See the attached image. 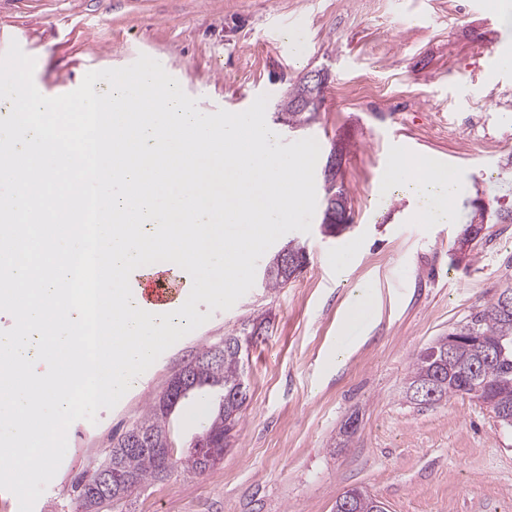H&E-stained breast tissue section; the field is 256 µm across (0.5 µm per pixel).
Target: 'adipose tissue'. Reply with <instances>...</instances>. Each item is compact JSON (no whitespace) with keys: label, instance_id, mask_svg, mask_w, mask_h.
I'll return each mask as SVG.
<instances>
[{"label":"adipose tissue","instance_id":"adipose-tissue-1","mask_svg":"<svg viewBox=\"0 0 512 512\" xmlns=\"http://www.w3.org/2000/svg\"><path fill=\"white\" fill-rule=\"evenodd\" d=\"M391 186L411 191L418 200L417 216L425 224L453 222L456 214L450 206L457 191V177L448 170L423 165L413 172L409 161L395 157L389 174Z\"/></svg>","mask_w":512,"mask_h":512}]
</instances>
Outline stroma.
Wrapping results in <instances>:
<instances>
[{
	"mask_svg": "<svg viewBox=\"0 0 512 512\" xmlns=\"http://www.w3.org/2000/svg\"><path fill=\"white\" fill-rule=\"evenodd\" d=\"M489 0H0V54L11 42L35 60L47 97L75 90L92 70L139 55L159 61L201 112L247 108L268 95L266 123L281 145L304 138L328 155L342 142L353 221L335 237L292 231L278 246H304L308 265L286 287L262 282L229 310L198 303L208 321L159 358L150 383L99 410L93 431L70 435L41 495L72 512L75 482L104 461L124 433L203 348L269 313L244 357L249 401L223 460L201 476L146 483L115 512H334L360 487L389 512H512V430L468 395L420 404L406 395L413 357L491 303L512 282V223L487 222L460 253L473 199L512 207V53ZM305 40L299 60L281 58L277 30ZM223 69L215 78L214 66ZM328 74L315 119L291 130L275 119L291 84ZM456 170L466 183L456 220L424 224L416 200L386 176L403 147ZM348 272L336 273L337 257ZM369 287V315L351 321L346 301ZM348 356L335 364L337 346ZM350 438L340 429L349 417Z\"/></svg>",
	"mask_w": 512,
	"mask_h": 512,
	"instance_id": "stroma-1",
	"label": "stroma"
}]
</instances>
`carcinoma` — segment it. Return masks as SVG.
<instances>
[{
	"instance_id": "cac0c4a2",
	"label": "carcinoma",
	"mask_w": 512,
	"mask_h": 512,
	"mask_svg": "<svg viewBox=\"0 0 512 512\" xmlns=\"http://www.w3.org/2000/svg\"><path fill=\"white\" fill-rule=\"evenodd\" d=\"M309 95L310 90L301 81L282 99L281 111L288 114L290 128L305 127L314 119L313 111L307 107ZM258 323L264 324L265 319L259 316L249 319L239 332L224 337L222 360L208 361L212 351L209 346L184 365L197 382L196 390L209 389L217 394V404L203 425V431L224 440L226 446L249 398V388H241L245 364L238 340L245 339ZM472 329L480 336L479 344L460 345L449 360L443 358L441 350L434 344L420 351L412 362L408 385L430 382L437 389L440 401L459 394L488 393L503 406L500 425L512 429V307L506 310L493 302L457 326L462 333ZM174 412L175 407L165 405L161 403V397H155L130 427L147 437L148 448L133 452L121 436L112 442V448L102 462V465L116 468L132 478V487L107 496L79 489L77 512H103L105 508L122 504L134 490L150 481H162L178 473L203 474L198 458L191 452L171 457L165 468L154 452L156 448L171 447L170 420Z\"/></svg>"
}]
</instances>
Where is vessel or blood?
<instances>
[{"instance_id": "obj_1", "label": "vessel or blood", "mask_w": 512, "mask_h": 512, "mask_svg": "<svg viewBox=\"0 0 512 512\" xmlns=\"http://www.w3.org/2000/svg\"><path fill=\"white\" fill-rule=\"evenodd\" d=\"M130 287L138 292L143 310L164 314L184 304L191 291L192 278L179 266L159 264L133 276Z\"/></svg>"}]
</instances>
